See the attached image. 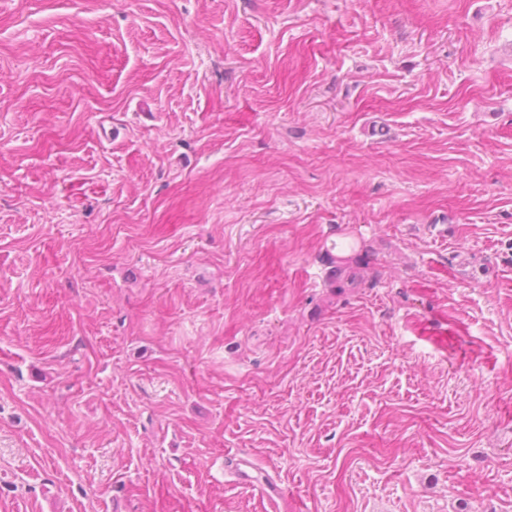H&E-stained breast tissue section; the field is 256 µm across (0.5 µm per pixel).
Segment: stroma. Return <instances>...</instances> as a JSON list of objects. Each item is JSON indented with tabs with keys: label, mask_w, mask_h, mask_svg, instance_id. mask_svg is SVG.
Segmentation results:
<instances>
[{
	"label": "stroma",
	"mask_w": 512,
	"mask_h": 512,
	"mask_svg": "<svg viewBox=\"0 0 512 512\" xmlns=\"http://www.w3.org/2000/svg\"><path fill=\"white\" fill-rule=\"evenodd\" d=\"M273 487L512 512V0H0V512Z\"/></svg>",
	"instance_id": "stroma-1"
}]
</instances>
